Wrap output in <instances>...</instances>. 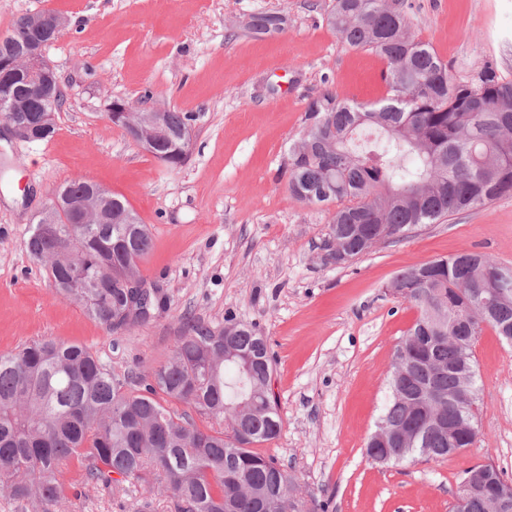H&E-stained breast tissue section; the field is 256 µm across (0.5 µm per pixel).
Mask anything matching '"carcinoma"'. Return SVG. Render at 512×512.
I'll list each match as a JSON object with an SVG mask.
<instances>
[{"label":"carcinoma","instance_id":"obj_1","mask_svg":"<svg viewBox=\"0 0 512 512\" xmlns=\"http://www.w3.org/2000/svg\"><path fill=\"white\" fill-rule=\"evenodd\" d=\"M328 25L348 45L386 61L387 96L366 106L326 91L306 108L303 148L288 153V189L306 205L337 204L331 220L348 259L376 238L401 241L415 229L512 195V79L488 68L457 80L447 63L415 39L405 0H335ZM277 13L252 15L250 30L267 35ZM31 28L20 17L0 38V60L17 54ZM64 103L57 86L31 97L22 82L0 78V116H28ZM192 114L165 112L158 153L179 167L182 130ZM95 184L66 183L56 195L84 196ZM107 224L77 226L58 216L55 232L31 230L30 254L46 265L56 296L80 304L112 330H129L167 309V298L131 305L122 287L147 282L140 265L152 237L117 195L106 203ZM403 299L420 311L393 352L390 395L368 439L367 459L401 465L445 460L475 444L473 399H461L459 365L473 351L440 338L448 328V299L502 289L494 331L512 329V268L485 254L452 255L410 267L394 277ZM273 358L253 325L233 319L214 328L183 317L182 336L150 377L122 380L88 347L51 338L0 355V489L21 512H56L65 498L60 465L85 463L87 480L125 492L135 484L157 490L176 512H316L291 494L284 468L256 447L276 439L281 418L270 392ZM177 402L218 427L201 428ZM464 415L471 427L450 435L428 423Z\"/></svg>","mask_w":512,"mask_h":512}]
</instances>
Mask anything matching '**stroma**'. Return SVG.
<instances>
[{
	"label": "stroma",
	"instance_id": "1",
	"mask_svg": "<svg viewBox=\"0 0 512 512\" xmlns=\"http://www.w3.org/2000/svg\"><path fill=\"white\" fill-rule=\"evenodd\" d=\"M412 31L451 67L491 64L512 78V0H408ZM331 0H0V37L43 10L67 26L45 50L65 103L47 142L0 129V354L41 338L83 344L115 376L146 375L173 352L181 318L256 326L274 358L282 421L260 447L325 512H449L463 470L490 463L512 479V344L483 328L474 348L478 437L436 462L370 464L364 455L389 396L392 353L418 311L391 294L401 270L464 251L512 268V196L423 226L336 265L325 257L333 206L291 197L288 149L307 103L324 90L373 104L383 58L343 42ZM258 12L288 19L259 36ZM191 113L190 157L169 167L107 117L112 100ZM84 178L122 196L152 233L141 272L169 300L154 320L112 331L54 295L26 241L50 193ZM60 512H136L141 488L118 496L61 466Z\"/></svg>",
	"mask_w": 512,
	"mask_h": 512
}]
</instances>
